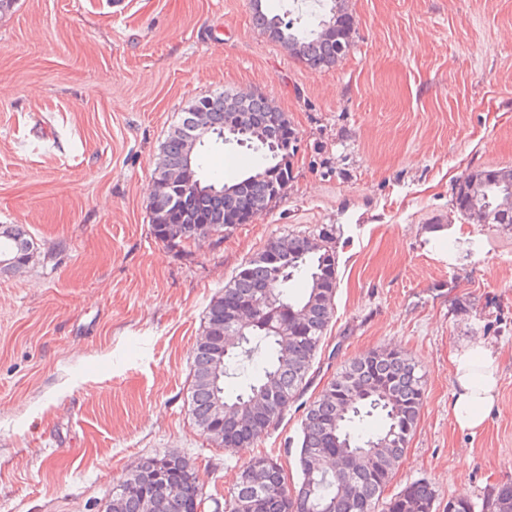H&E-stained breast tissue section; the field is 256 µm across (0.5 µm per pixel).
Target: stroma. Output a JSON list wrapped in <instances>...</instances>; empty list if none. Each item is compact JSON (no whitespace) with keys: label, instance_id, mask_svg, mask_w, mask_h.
Instances as JSON below:
<instances>
[{"label":"stroma","instance_id":"35a3bbf8","mask_svg":"<svg viewBox=\"0 0 512 512\" xmlns=\"http://www.w3.org/2000/svg\"><path fill=\"white\" fill-rule=\"evenodd\" d=\"M308 18L313 0H13L0 12V224L33 242L0 277V512H106L141 459L189 458L228 498L255 455L296 484L304 405L353 359L396 349L424 377L386 489L426 480L436 512L512 484V224L454 207L462 178L512 169V0H346L352 46L314 70L254 28V5ZM257 91L299 142L286 192L224 238L172 248L151 232L154 172L192 101ZM251 150L208 144L202 179ZM334 230L336 294L309 382L251 448L189 413L206 309L268 241ZM479 250L457 259L463 238ZM498 352L497 406L477 434L450 414L449 353Z\"/></svg>","mask_w":512,"mask_h":512}]
</instances>
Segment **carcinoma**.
Masks as SVG:
<instances>
[{
  "mask_svg": "<svg viewBox=\"0 0 512 512\" xmlns=\"http://www.w3.org/2000/svg\"><path fill=\"white\" fill-rule=\"evenodd\" d=\"M343 0H333L330 15L294 26L269 16L254 0V27L283 44L314 69L332 68L348 53L352 27L339 19ZM246 111L263 131L280 138L291 130L286 113L258 95ZM224 93L191 103L168 131L155 169L150 202L151 231L173 247L214 234L224 235L231 210L255 214L272 202L273 185L262 174L279 170L281 157L248 133L224 136ZM213 138L247 146L255 153L253 173L230 197V185H204L198 175L200 148ZM173 171L180 185H167ZM455 205L484 224H512V170H481L459 184ZM333 232L288 238V258L278 269L262 256L283 240L270 241L252 256L213 299L205 330L191 351L190 413L205 438L219 448H249L279 424L295 401L334 315L336 260ZM33 243L19 224L0 226V276L15 274L32 257ZM248 312L247 324L228 323L233 310ZM423 381L415 363L398 350L369 352L350 362L304 408L297 442L302 480L288 486L278 462L253 457L238 473L223 512H433L436 493L425 480L407 484L383 499L416 427ZM163 478H157V473ZM202 500L194 466L184 456L142 459L112 491V512H194ZM447 512H512V484L493 488L478 505L448 500Z\"/></svg>",
  "mask_w": 512,
  "mask_h": 512,
  "instance_id": "cac0c4a2",
  "label": "carcinoma"
}]
</instances>
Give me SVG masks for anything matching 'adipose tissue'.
I'll return each instance as SVG.
<instances>
[{
    "label": "adipose tissue",
    "mask_w": 512,
    "mask_h": 512,
    "mask_svg": "<svg viewBox=\"0 0 512 512\" xmlns=\"http://www.w3.org/2000/svg\"><path fill=\"white\" fill-rule=\"evenodd\" d=\"M451 364L450 413L459 430L478 433L497 401L499 355L485 347L467 346L455 350Z\"/></svg>",
    "instance_id": "adipose-tissue-1"
}]
</instances>
